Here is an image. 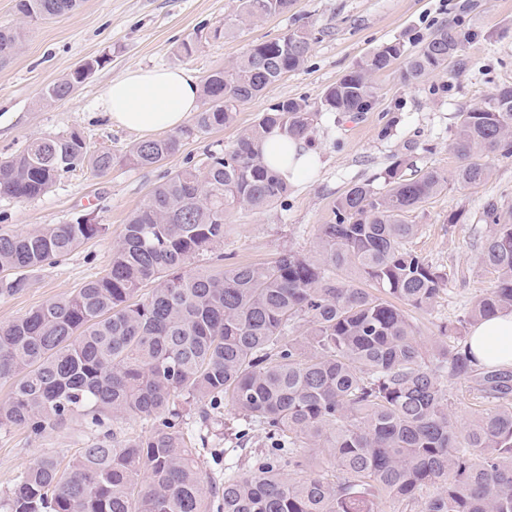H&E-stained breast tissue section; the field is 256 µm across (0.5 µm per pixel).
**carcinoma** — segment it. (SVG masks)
Segmentation results:
<instances>
[{
    "mask_svg": "<svg viewBox=\"0 0 512 512\" xmlns=\"http://www.w3.org/2000/svg\"><path fill=\"white\" fill-rule=\"evenodd\" d=\"M294 0H240L252 22L286 13ZM83 0H16L29 22L77 11ZM26 29L0 26V63ZM462 39L437 28L414 53L399 42L364 55L328 86L327 112L357 114L377 101L376 75L405 58L416 80L447 67ZM302 30L252 45L227 69L202 82L209 107L178 134L141 140L129 150L151 166L178 151L183 135L222 128L237 106L258 97L307 60ZM81 83L80 69L48 85L59 100ZM317 112L285 99L262 113L232 145L155 186L124 224L101 276L75 293L0 326V427L35 435L79 418L97 434L61 467L37 459L18 478L0 512H379L390 500L420 512H512V369L480 365L464 326L512 310V218L496 205L480 253L496 275L467 318L443 326L432 353L423 350L410 311H429L448 276L407 247L419 227L406 221L448 184L432 168L405 174L393 162L384 188L356 183L336 198L317 226L311 252L288 250L271 262L224 263V216L266 209L288 183L258 150L278 133L307 140ZM464 160L463 186L486 183L488 159L512 153V85L495 89L458 114L451 144ZM108 148L89 150L77 131L35 137L0 159V196L36 198L64 175L112 169ZM108 227L91 213L64 224L0 233V294L27 287V273L59 263ZM212 253L216 266L191 270ZM151 289L134 300L144 284ZM453 344H448V340ZM464 380L491 406L460 423L448 405V381ZM202 407L200 427L187 406ZM231 404L235 441L219 448L207 423ZM152 421L146 435L120 438L105 427L128 417ZM260 446L246 451L255 434ZM224 458L202 470L201 450ZM330 471L312 476L313 460Z\"/></svg>",
    "mask_w": 512,
    "mask_h": 512,
    "instance_id": "obj_1",
    "label": "carcinoma"
}]
</instances>
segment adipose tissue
<instances>
[{"mask_svg": "<svg viewBox=\"0 0 512 512\" xmlns=\"http://www.w3.org/2000/svg\"><path fill=\"white\" fill-rule=\"evenodd\" d=\"M201 87L185 68L138 67L114 78L104 94L113 122L141 132L175 130L198 111ZM265 163L288 182L311 173L317 156L304 141L271 137L259 146ZM469 345L482 364L512 366V310H504L476 324Z\"/></svg>", "mask_w": 512, "mask_h": 512, "instance_id": "ef3b65f1", "label": "adipose tissue"}]
</instances>
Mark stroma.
I'll list each match as a JSON object with an SVG mask.
<instances>
[{
	"mask_svg": "<svg viewBox=\"0 0 512 512\" xmlns=\"http://www.w3.org/2000/svg\"><path fill=\"white\" fill-rule=\"evenodd\" d=\"M219 25L227 30L224 38L202 43L192 56L180 53L182 42ZM443 25L465 36L462 62L416 81L405 80L403 64L395 63L377 76L371 111L321 113L308 142L318 155L316 171L292 183L282 203L228 215L222 250L236 262H268L289 248L312 250L317 226L336 198L353 184L379 177L394 160L416 170L454 173L460 161L450 144L459 112L497 86L512 84V0H295L290 11L254 23L242 16L238 0H84L72 14L31 25L11 61L0 66V157L18 154L33 137L78 130L90 150L110 148L117 161L104 176L82 168L65 174L35 199L0 197V232L62 224L86 212L109 227L107 235L85 242L58 264L29 273L22 291L1 295L0 324L104 273L124 224L150 191L177 171L204 166L209 153L231 145L272 104L297 99L317 105L323 91L369 50L398 40L415 51L419 40ZM301 28L312 35L304 65L240 105L231 125L184 139L160 163L140 167L125 161L144 135L112 124L105 112L103 95L113 78L152 66L187 68L201 78L229 66L252 44ZM95 58L101 66L69 97L41 103L47 85ZM491 164L494 174L485 184L449 181L409 216L419 226L410 247L448 275L436 306L414 315L424 344L439 338L440 326L462 317L494 282L480 261L491 229L484 208L494 203L512 210V155L496 156ZM93 436L80 420L39 435L0 428V497L36 458L69 459Z\"/></svg>",
	"mask_w": 512,
	"mask_h": 512,
	"instance_id": "35a3bbf8",
	"label": "stroma"
}]
</instances>
